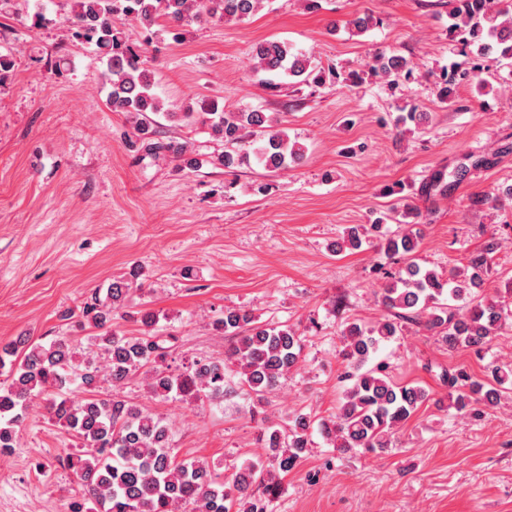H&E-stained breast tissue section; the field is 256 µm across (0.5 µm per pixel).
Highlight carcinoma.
<instances>
[{
  "label": "carcinoma",
  "instance_id": "carcinoma-1",
  "mask_svg": "<svg viewBox=\"0 0 512 512\" xmlns=\"http://www.w3.org/2000/svg\"><path fill=\"white\" fill-rule=\"evenodd\" d=\"M69 5V31L77 40L96 46L105 59L102 79L109 87L108 103L115 112L134 119L141 148L155 158L173 155L194 169L199 160L187 146L156 141L148 114L162 110L154 92L155 80L143 58L114 27V16L133 17L150 30L161 26L181 30L210 19L242 21L262 7L264 0H65ZM448 35L471 56L472 66L451 69L442 76L438 98L447 103L456 88L477 77L485 59H512V0H448ZM253 70L276 89L283 78H303L321 86L322 71L309 57L292 51L285 42L265 40L253 49ZM371 70L396 84L411 75L404 57L378 52ZM203 122L224 141L219 165L232 171L252 156L269 172L299 164L303 147L289 141L281 121L260 109L236 112L212 102L204 108ZM379 231V225L345 228L343 248L358 250ZM421 235L411 228L380 240V248L397 255L401 266L387 273L380 303L385 315L371 326L351 323L342 332L344 380L350 382L336 415L316 421L308 414L288 418V430L267 419L258 425L265 457L246 460L233 471L218 473L197 459H177L170 445V427L144 406L118 398H95L100 372L112 385L136 375L145 376L153 397H178L191 402L202 398L222 401L231 392V378L245 388L257 404L266 401L288 381L300 362L301 344L288 325L264 323L249 310L226 307L214 320L216 329L235 338L224 360L199 358L190 369L172 373L163 367V340L156 334L157 317L140 316L142 331L127 336L112 328V315L127 304L131 284L116 281L106 291L96 290L79 310L80 324L98 330L102 360L76 357L73 341L59 338L48 344L25 339L0 348V368L10 363L0 385V455L16 447L18 427L30 404L41 398L51 419L80 443L66 454L68 468L82 487L68 512H268L269 502L283 491L282 480L305 459L311 432L318 429L326 442L342 452L393 447V437L418 408L430 400L421 386L398 384L383 363H371L379 347L392 342L404 328L414 325L438 336L450 349L465 346L480 351L502 328L503 305L480 295L488 256L497 250L489 240L467 265L443 275L419 263ZM512 384V369L493 366L487 379L473 378L462 369L447 374L449 406L478 417L495 406L501 388Z\"/></svg>",
  "mask_w": 512,
  "mask_h": 512
}]
</instances>
